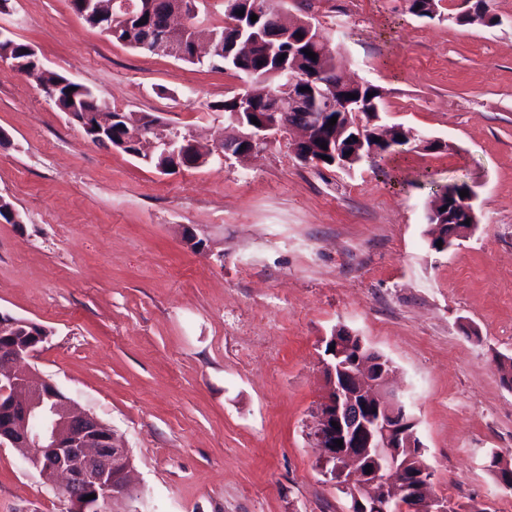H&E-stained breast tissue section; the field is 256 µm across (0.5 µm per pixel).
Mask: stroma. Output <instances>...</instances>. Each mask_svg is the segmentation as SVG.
I'll return each instance as SVG.
<instances>
[{
	"label": "stroma",
	"instance_id": "1",
	"mask_svg": "<svg viewBox=\"0 0 512 512\" xmlns=\"http://www.w3.org/2000/svg\"><path fill=\"white\" fill-rule=\"evenodd\" d=\"M315 24L380 115L444 142L363 161L302 162L295 132L246 157L161 173L91 143L33 80L0 69V310L49 336L33 366L128 448L127 512H349L309 439L325 338L390 360L417 420L432 496L512 512L489 470L512 465V0L494 25L414 17L405 0H269ZM0 31L123 112L209 141L233 71L111 41L71 0H12ZM467 183L474 234L438 253L427 204ZM202 248H194L193 240ZM64 492L0 448V512H69Z\"/></svg>",
	"mask_w": 512,
	"mask_h": 512
}]
</instances>
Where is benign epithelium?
Returning a JSON list of instances; mask_svg holds the SVG:
<instances>
[{
    "mask_svg": "<svg viewBox=\"0 0 512 512\" xmlns=\"http://www.w3.org/2000/svg\"><path fill=\"white\" fill-rule=\"evenodd\" d=\"M194 8L191 0L177 3L168 18L156 17L154 0H133L122 8L124 15H112V0H81L82 17L92 16L104 33H126L145 48H162L171 56L186 55L185 45L174 40L176 20L185 19L186 10ZM147 22H142V19ZM10 38L0 31V63L6 71L30 76L46 69L37 50L26 46L18 59L11 58ZM288 111L266 112L260 126L240 133L227 141L208 145L209 153L195 160L201 165L217 155L224 156V143L253 144L266 138L273 129H301L302 136L294 144L295 154L306 163L324 164L320 153L335 157L334 165L343 167L350 159L347 152L355 151L362 141V124L347 122L334 128L323 123L316 110L335 105V81L316 86L306 84L289 74ZM309 90L304 91L302 87ZM78 122L90 140L114 150L125 147L113 124L126 120L124 113H100L96 122L92 114L73 106L65 109ZM136 127L137 147L150 143L152 151L179 162L193 156V143L181 141L164 132L152 117L132 115ZM327 143V150L319 146ZM463 208L465 217L447 214L450 223L469 222L461 229L460 239L474 233L478 219L471 200ZM33 327L34 322L0 311V447L9 444L26 454L29 463L42 472L49 482L60 484L71 504L82 505V512H114V505L133 498L130 481L131 457L127 448L115 441L112 429L93 414L79 411L72 401L51 381L44 378L28 360L33 358L46 336L31 332L33 340L16 338L17 328ZM328 343L334 346L332 359L325 362L326 387L316 411L317 425L310 432L313 447L322 450V465L331 467L339 476L340 487L351 494V512H379L380 502L396 500L402 512H446L443 501L428 493L430 468L422 462L410 467L401 461L402 448H416V420L405 402L384 390L391 372V362L383 356L367 357L358 350L350 354L351 346H343L336 337ZM40 418L36 430L28 429L30 420ZM337 426H332V423ZM343 441L339 447L335 440ZM375 461L370 467L362 461ZM94 495L88 500L86 496Z\"/></svg>",
    "mask_w": 512,
    "mask_h": 512,
    "instance_id": "7a95c632",
    "label": "benign epithelium"
}]
</instances>
